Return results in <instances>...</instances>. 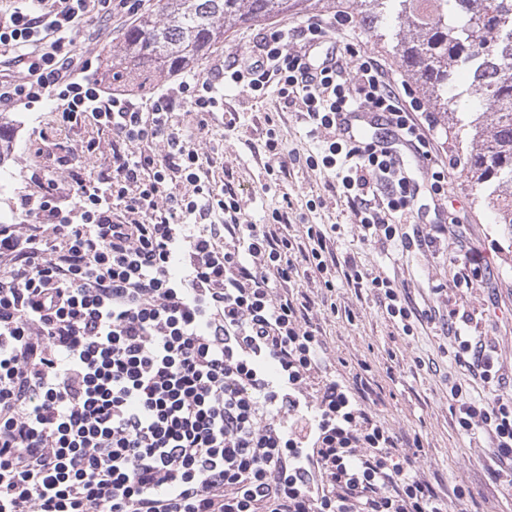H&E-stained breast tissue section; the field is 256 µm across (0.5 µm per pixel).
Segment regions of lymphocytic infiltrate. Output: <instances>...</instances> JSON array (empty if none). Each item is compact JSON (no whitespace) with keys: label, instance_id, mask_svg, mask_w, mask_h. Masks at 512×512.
<instances>
[{"label":"lymphocytic infiltrate","instance_id":"f902f5d3","mask_svg":"<svg viewBox=\"0 0 512 512\" xmlns=\"http://www.w3.org/2000/svg\"><path fill=\"white\" fill-rule=\"evenodd\" d=\"M142 0H16L0 19V54L22 66L0 79V105L59 102V120L111 131L113 165L76 178L62 208L55 180L18 195L0 224V512H448L418 461L423 437L402 436L371 409L367 361L334 357L315 299L300 281L337 278L374 292L404 335L418 317L394 280L337 265L323 224L288 231L283 197L268 224H245L235 189L217 185L200 145L224 85L274 89L322 138L311 169L358 220L360 242L409 251L447 233L402 232L419 192L392 144L427 160L433 194L448 191L431 115L374 57L346 45L348 64H311L290 47L326 43L325 21L269 28L246 55L146 101L106 91L75 48L91 17L137 14ZM366 108L393 136H345L340 113ZM197 117L186 135L173 115ZM181 192H173V183ZM383 189L378 204L367 198ZM442 318L450 357L497 392L450 388L460 435L492 436L512 485V394L495 345Z\"/></svg>","mask_w":512,"mask_h":512}]
</instances>
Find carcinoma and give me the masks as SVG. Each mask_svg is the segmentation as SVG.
Returning <instances> with one entry per match:
<instances>
[{
  "label": "carcinoma",
  "mask_w": 512,
  "mask_h": 512,
  "mask_svg": "<svg viewBox=\"0 0 512 512\" xmlns=\"http://www.w3.org/2000/svg\"><path fill=\"white\" fill-rule=\"evenodd\" d=\"M309 0H158L154 14L127 29L100 80L121 90L141 74L165 78L191 70L224 31L307 8ZM354 18L375 37L390 19V38L408 78L445 126L464 137L459 161L477 202L503 226L512 248V0H351ZM469 112H458L463 94Z\"/></svg>",
  "instance_id": "obj_1"
}]
</instances>
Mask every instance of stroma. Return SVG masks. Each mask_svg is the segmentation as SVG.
I'll return each instance as SVG.
<instances>
[{
  "label": "stroma",
  "instance_id": "1",
  "mask_svg": "<svg viewBox=\"0 0 512 512\" xmlns=\"http://www.w3.org/2000/svg\"><path fill=\"white\" fill-rule=\"evenodd\" d=\"M130 18L112 19L100 36L83 37L79 47L93 68L120 44ZM267 25H238L227 31L224 40L199 61L193 73L207 74L212 61L249 50L258 33ZM336 48L357 44L374 56L397 79H405L398 57L388 39L376 38L357 24L337 26ZM21 124L0 140L6 151L8 170L14 180L0 193V212L12 211L18 192L34 191L32 173L56 179L59 194L66 204H73L70 181L57 166L65 147H78L88 140L99 141V149L82 159V175H96L112 161L109 130L81 123L60 126L56 106L44 101L33 109L17 107L13 111ZM203 136L208 147L218 155L213 174L217 183L231 184L241 200L242 220L266 224L273 209L280 207L283 196H291L294 209L290 231L302 234L308 224H334L336 260L351 258L360 269L381 274L403 285L412 306L424 310L444 304L466 312L469 333L492 341L499 348L508 378L512 379V253L505 250L501 225L493 223L489 212L478 210L470 184L460 170H453L448 195L440 200L422 197L425 213L442 206L445 213L458 216L459 222L435 249L399 253L389 243H361L357 238V219L344 199L327 189L326 172L310 169L305 159L316 153L318 142L308 133L299 107H284L276 92L258 94L240 85L224 89V112L208 117ZM275 130L285 151L291 153L288 170L278 186L268 187L265 167L272 161L263 145L267 130ZM315 208H307L308 200ZM473 246L482 255V273L470 286L453 282L451 260L461 250ZM336 314L325 317L324 329L337 356L362 359L370 363L383 391L374 410L396 431L422 434L425 454L419 465L436 490L456 486L469 491V512H512V488L495 476V444L488 434L470 440L458 434L448 397L452 383H464L476 397L489 395V388L469 378L464 367L448 356L449 340L441 324L415 325L412 335L402 331L383 313L372 293H355L337 286L334 294ZM499 301L498 314H490L492 301Z\"/></svg>",
  "mask_w": 512,
  "mask_h": 512
}]
</instances>
